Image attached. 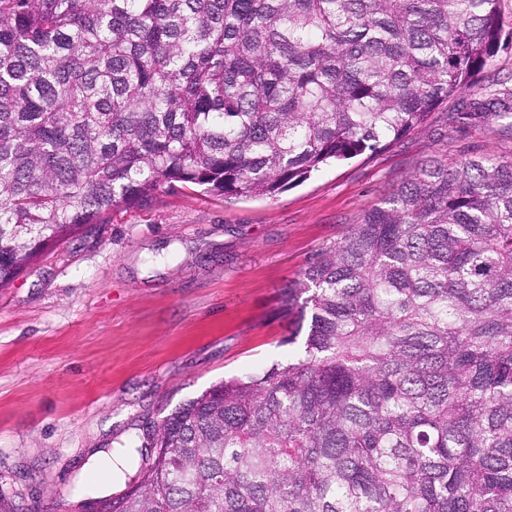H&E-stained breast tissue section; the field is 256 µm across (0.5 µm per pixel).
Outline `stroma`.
<instances>
[{"instance_id": "1", "label": "stroma", "mask_w": 512, "mask_h": 512, "mask_svg": "<svg viewBox=\"0 0 512 512\" xmlns=\"http://www.w3.org/2000/svg\"><path fill=\"white\" fill-rule=\"evenodd\" d=\"M495 75L512 92V46L423 129L274 197L178 186L49 245L0 289V512H91L125 488H86L102 453L287 359L281 292L367 211L431 160L512 156L508 119H449Z\"/></svg>"}]
</instances>
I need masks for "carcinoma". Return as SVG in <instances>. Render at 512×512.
Wrapping results in <instances>:
<instances>
[{
	"label": "carcinoma",
	"mask_w": 512,
	"mask_h": 512,
	"mask_svg": "<svg viewBox=\"0 0 512 512\" xmlns=\"http://www.w3.org/2000/svg\"><path fill=\"white\" fill-rule=\"evenodd\" d=\"M510 41L500 0H0V288L176 183L272 197L389 146ZM279 315L303 348L175 408L100 512H512V157L404 179Z\"/></svg>",
	"instance_id": "cac0c4a2"
}]
</instances>
